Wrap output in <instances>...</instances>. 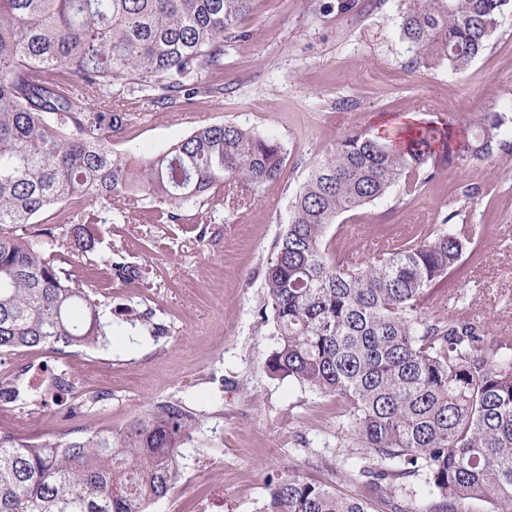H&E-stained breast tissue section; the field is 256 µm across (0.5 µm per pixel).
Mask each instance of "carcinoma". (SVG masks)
Listing matches in <instances>:
<instances>
[{
    "instance_id": "1",
    "label": "carcinoma",
    "mask_w": 512,
    "mask_h": 512,
    "mask_svg": "<svg viewBox=\"0 0 512 512\" xmlns=\"http://www.w3.org/2000/svg\"><path fill=\"white\" fill-rule=\"evenodd\" d=\"M252 0H0V356L60 354L106 342V303L76 274L99 264L124 284L141 270L101 252L99 227L139 204L157 224H216L205 202L245 200L242 186L281 177L277 140L235 124L204 125L135 161L113 150L133 124L126 91L179 107L210 92L226 43L242 41ZM512 0H419L402 17L409 67L466 70ZM512 157V115L484 112L463 137L431 122L394 140L347 131L291 204L265 272L278 336L274 375L341 400L348 430L380 462L367 493L345 497L295 472L271 484L264 512H378L385 484L422 477L430 500L391 512H512V341L462 312L433 315V286L473 252L475 228L450 223L375 261L339 260L326 241L339 216L394 185L411 196L428 164ZM64 205L72 206L58 217ZM49 215L56 235L37 225ZM128 313L156 332V311ZM199 414L161 405L123 431L27 443L0 432V512H148L180 474Z\"/></svg>"
}]
</instances>
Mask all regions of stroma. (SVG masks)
<instances>
[{
  "mask_svg": "<svg viewBox=\"0 0 512 512\" xmlns=\"http://www.w3.org/2000/svg\"><path fill=\"white\" fill-rule=\"evenodd\" d=\"M253 0L250 37L230 44L224 69L207 76L216 93L142 114L114 144L136 156L161 152L203 124L233 123L277 139L288 154L283 177L251 189L241 210L197 238L186 224H156L139 209L130 224L101 229V250L122 251L143 268L121 285L94 267L81 270L112 311L114 326L96 348L66 356L38 349L76 379L73 398L45 389L0 406V431L40 443L88 430H120L157 405L185 402L201 416L181 450L180 475L149 512H263L270 482L293 471L348 495L362 491L369 466L345 427L343 405L272 376L277 345L262 322L264 269L288 222L292 198L313 165L354 127L395 123L406 114L450 123L512 110V10L486 50L461 73L409 70L400 35L415 0ZM422 193L400 187L339 217L327 233L337 256L372 260L374 247L432 232L448 205L475 185L485 197L456 217L478 229L474 254L435 291L438 312L468 289L470 315L490 335L512 336V159H464L429 169ZM151 308L164 331L122 321L127 306Z\"/></svg>",
  "mask_w": 512,
  "mask_h": 512,
  "instance_id": "35a3bbf8",
  "label": "stroma"
}]
</instances>
